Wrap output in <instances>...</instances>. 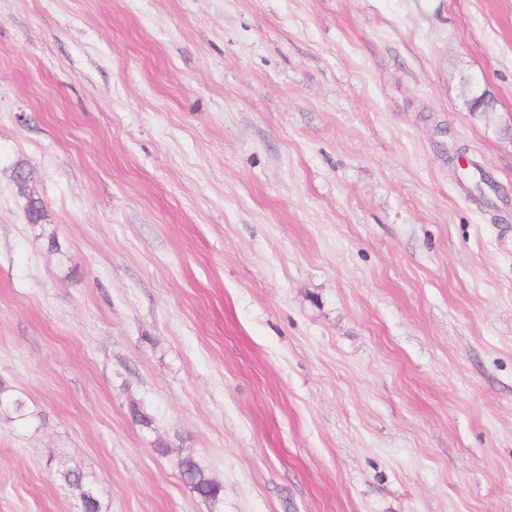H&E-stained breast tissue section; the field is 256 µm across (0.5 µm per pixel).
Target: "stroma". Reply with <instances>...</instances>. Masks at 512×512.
<instances>
[{"instance_id": "35a3bbf8", "label": "stroma", "mask_w": 512, "mask_h": 512, "mask_svg": "<svg viewBox=\"0 0 512 512\" xmlns=\"http://www.w3.org/2000/svg\"><path fill=\"white\" fill-rule=\"evenodd\" d=\"M0 384V512H512V0H0ZM178 469L184 483L200 498L216 502L220 498L219 485L210 478L206 470L193 458L184 457L178 462Z\"/></svg>"}]
</instances>
